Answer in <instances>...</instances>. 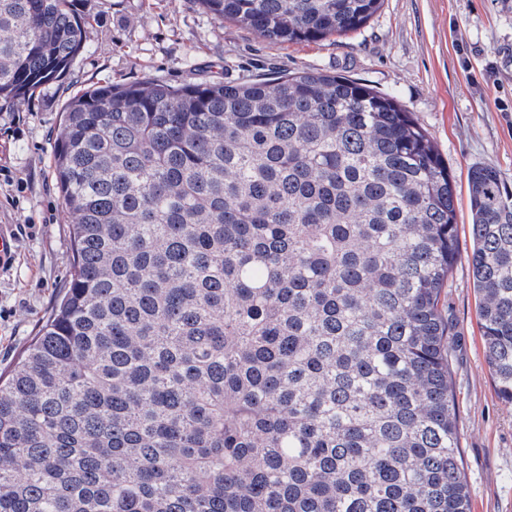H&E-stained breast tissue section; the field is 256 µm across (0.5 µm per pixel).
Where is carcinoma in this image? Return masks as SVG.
I'll return each instance as SVG.
<instances>
[{"label": "carcinoma", "instance_id": "carcinoma-1", "mask_svg": "<svg viewBox=\"0 0 512 512\" xmlns=\"http://www.w3.org/2000/svg\"><path fill=\"white\" fill-rule=\"evenodd\" d=\"M382 0H199L279 43ZM0 0V113L84 48ZM53 149L73 272L0 376V512H471L444 302L457 184L397 100L303 69L74 96ZM484 355L512 404V191L468 176Z\"/></svg>", "mask_w": 512, "mask_h": 512}]
</instances>
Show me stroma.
Instances as JSON below:
<instances>
[{
  "label": "stroma",
  "mask_w": 512,
  "mask_h": 512,
  "mask_svg": "<svg viewBox=\"0 0 512 512\" xmlns=\"http://www.w3.org/2000/svg\"><path fill=\"white\" fill-rule=\"evenodd\" d=\"M87 19L71 73L0 116V225L15 259L0 270V372L50 314L73 270L72 226L51 167L63 109L79 91L148 78L243 81L303 69L340 73L392 95L427 131L458 181L460 258L447 288L450 370L472 512H512V404L501 400L484 356L467 172L495 167L512 189V0H384L336 42L280 44L206 14L198 0H75ZM34 229L25 232L24 221Z\"/></svg>",
  "instance_id": "obj_1"
}]
</instances>
